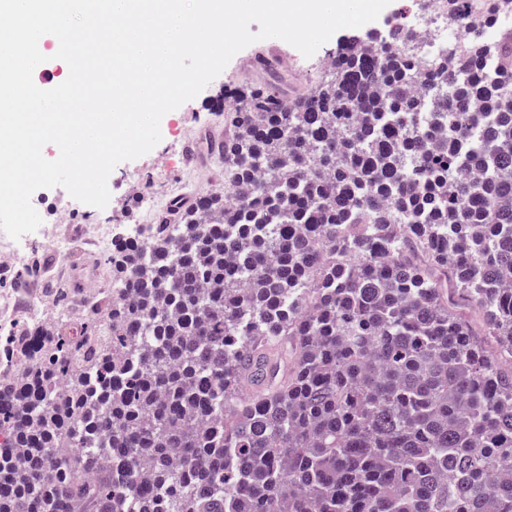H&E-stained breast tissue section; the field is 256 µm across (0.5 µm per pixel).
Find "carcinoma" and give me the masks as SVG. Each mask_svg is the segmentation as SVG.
Instances as JSON below:
<instances>
[{
    "label": "carcinoma",
    "mask_w": 512,
    "mask_h": 512,
    "mask_svg": "<svg viewBox=\"0 0 512 512\" xmlns=\"http://www.w3.org/2000/svg\"><path fill=\"white\" fill-rule=\"evenodd\" d=\"M412 35L236 86L224 192L112 242L76 332L20 331L0 512H512V29Z\"/></svg>",
    "instance_id": "obj_1"
}]
</instances>
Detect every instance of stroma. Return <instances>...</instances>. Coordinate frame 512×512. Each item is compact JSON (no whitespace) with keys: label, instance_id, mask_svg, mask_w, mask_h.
Returning a JSON list of instances; mask_svg holds the SVG:
<instances>
[{"label":"stroma","instance_id":"35a3bbf8","mask_svg":"<svg viewBox=\"0 0 512 512\" xmlns=\"http://www.w3.org/2000/svg\"><path fill=\"white\" fill-rule=\"evenodd\" d=\"M351 34V29L339 30L337 39L329 40L318 49L316 56L310 58L304 57L293 46L284 45L283 52L290 63L286 76L290 94H308L321 74L319 57L335 54L338 38ZM264 47V42L258 41L238 52L196 98L167 113L161 120V142L148 154L119 164L110 175L111 197L106 208L98 209L83 203L69 207L70 223L105 224L112 237L125 235L131 226L142 221L140 199L130 191L131 181L137 178L158 197L207 193L223 187L224 169L205 144L198 147L201 157L196 177H187L182 155L184 143L188 134L198 128L223 123V113L214 111L213 104L220 99L227 84L261 83V76L246 70L243 62Z\"/></svg>","mask_w":512,"mask_h":512}]
</instances>
